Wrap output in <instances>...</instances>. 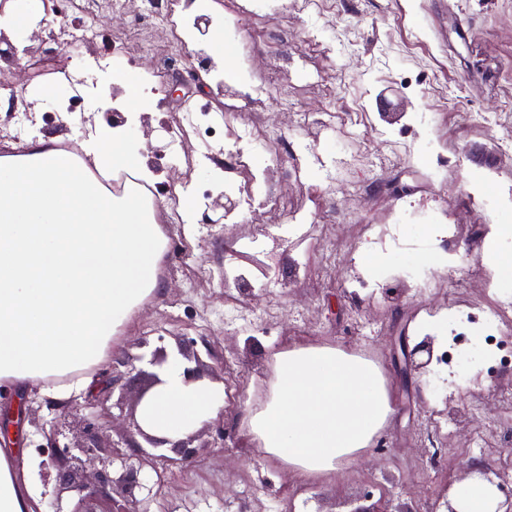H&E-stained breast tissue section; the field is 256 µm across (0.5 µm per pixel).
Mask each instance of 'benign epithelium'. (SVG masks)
I'll return each mask as SVG.
<instances>
[{
    "mask_svg": "<svg viewBox=\"0 0 512 512\" xmlns=\"http://www.w3.org/2000/svg\"><path fill=\"white\" fill-rule=\"evenodd\" d=\"M178 350L186 360L195 362L193 367H184L185 382L193 383L204 378V364L199 353H192L181 346L178 347ZM405 353L410 370L422 376L432 372L434 352L431 342L424 341L410 350H405ZM116 364L126 367V371H112V377L102 381L96 390L87 397V404L98 405L115 389L123 391L136 386L140 378L143 377L145 383L136 397V403H141L156 386L162 383L160 371L168 364V355L161 348L152 352L148 364L155 368L153 372L136 367L128 358L120 359L116 361ZM129 425L130 430L125 440L126 451L114 453L110 457L99 456L97 447L93 444L79 447L80 455L77 456L72 453L71 447L60 446L56 440H51L52 452L47 459L40 463L42 474H47L49 469L55 470L58 493L76 492L85 500L111 499V492L118 486L123 501L112 499L110 512H134L133 506L137 503L134 491L147 488L149 471H157L156 464L159 461L173 463L175 459L150 452L152 448L164 447L169 440L146 433L139 425L136 414H131ZM195 437L196 434L190 433L173 444L169 443L171 444L170 450L186 459L196 455L199 453V449L192 446ZM116 460L121 461L122 469L117 477L109 470ZM87 463L98 464L96 483L92 486L83 481V468Z\"/></svg>",
    "mask_w": 512,
    "mask_h": 512,
    "instance_id": "obj_1",
    "label": "benign epithelium"
}]
</instances>
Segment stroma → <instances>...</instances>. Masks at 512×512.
<instances>
[{
	"mask_svg": "<svg viewBox=\"0 0 512 512\" xmlns=\"http://www.w3.org/2000/svg\"><path fill=\"white\" fill-rule=\"evenodd\" d=\"M38 32L22 40V54L0 58V89L22 85H58V102L67 113L40 111L29 137L44 134L63 142L86 138V108L91 97L108 109H121L117 83L134 87L151 82L158 70L157 50L165 49L170 31L146 25L139 0L125 11L97 16L96 34L85 40L80 59L50 42L57 28L58 0H42ZM241 26L262 29L245 69L229 61L233 73L223 93H214L208 72L189 79L179 96L143 101L134 136L140 154L164 199L157 219L168 239L160 263L162 289L150 296L125 326L114 354L136 357L164 348L178 358L177 340L206 339L216 353L208 363L210 380L224 387V409L211 425L196 430L200 454L190 462L165 466L151 492L140 493L138 512H350L369 500L386 512L413 504L437 505L454 485L469 478L473 466L505 470L512 466L500 446L512 435V404L495 395L512 393V369L489 365L482 343L469 337L454 372L404 375L403 346L424 339L419 309L443 310L456 303L477 306L486 294L457 287L471 271L469 262L489 252L512 257V239L491 240L495 224L512 225V148L500 149L489 132L512 135V0H295L275 15L243 13ZM279 48L282 82L258 109L261 123L275 127L290 150L267 175L282 207H256L241 215L238 230L249 235L262 224H283L295 213L331 225L336 236V267L326 270L319 247L310 242H281L279 253L293 286L270 289L262 272L264 258L240 249L236 258L241 297L261 326L238 332L224 326V254L234 247L224 225L203 226L214 202L206 200L186 223L168 224L167 209L178 206L184 185L206 188L223 181L214 165L177 167L166 155L168 128L185 101L222 109L246 83L267 73L270 48ZM298 112L350 113L359 134L348 139L342 126L311 127L297 132ZM311 144L335 160L336 177L324 192L313 191L315 171L297 173L296 152ZM465 147L461 166L448 170L451 148ZM396 224L399 245L383 247L380 261L366 275L388 282L385 299L353 298L347 269L359 246L356 225ZM431 224L456 227L455 259L445 279L425 300L412 295L399 272L432 249ZM441 345L439 335L429 337ZM327 345L378 365L384 375L393 414L362 459L339 466L335 475L309 479L265 457L247 435L249 404L264 395L275 352ZM484 401L481 416L466 414L473 399ZM24 400L27 453L17 456L18 473L37 458L44 433L60 444L85 443L86 410L70 407L31 387L7 388L0 405ZM136 393L115 391L113 423L97 436L102 454L123 446ZM445 413L454 420L452 445L433 457L429 422ZM223 426V446H216V426ZM483 450L472 453L473 442Z\"/></svg>",
	"mask_w": 512,
	"mask_h": 512,
	"instance_id": "1",
	"label": "stroma"
}]
</instances>
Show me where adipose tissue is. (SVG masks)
Segmentation results:
<instances>
[{
    "label": "adipose tissue",
    "instance_id": "1",
    "mask_svg": "<svg viewBox=\"0 0 512 512\" xmlns=\"http://www.w3.org/2000/svg\"><path fill=\"white\" fill-rule=\"evenodd\" d=\"M88 166L150 181L128 127L96 129L81 143ZM166 239L134 195L104 197L85 168L38 137L0 158V385H47L57 401L89 386L132 313L159 287ZM141 403L138 421L172 441L224 408L222 385L185 382L179 364ZM392 414L371 361L330 346L276 353L264 399L249 408L247 433L265 455L312 479L360 457ZM14 449L0 448V512H35L42 489L19 479ZM461 512H494V487L457 485Z\"/></svg>",
    "mask_w": 512,
    "mask_h": 512
}]
</instances>
